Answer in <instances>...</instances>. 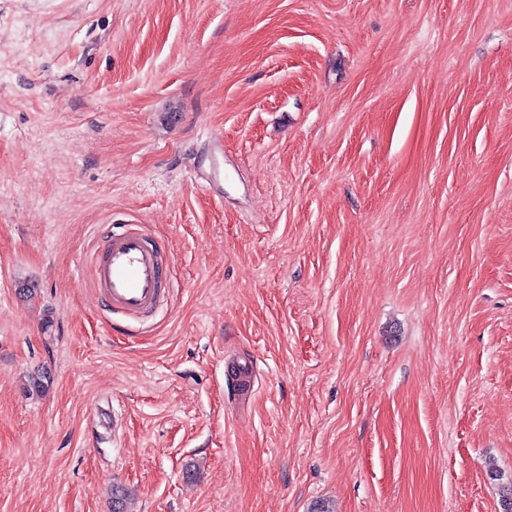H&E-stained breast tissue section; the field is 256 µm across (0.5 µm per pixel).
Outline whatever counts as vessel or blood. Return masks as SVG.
Returning a JSON list of instances; mask_svg holds the SVG:
<instances>
[{
  "mask_svg": "<svg viewBox=\"0 0 512 512\" xmlns=\"http://www.w3.org/2000/svg\"><path fill=\"white\" fill-rule=\"evenodd\" d=\"M94 277L99 299L132 318L150 316L168 301L166 269L155 246L138 230L107 240Z\"/></svg>",
  "mask_w": 512,
  "mask_h": 512,
  "instance_id": "b4317fda",
  "label": "vessel or blood"
}]
</instances>
